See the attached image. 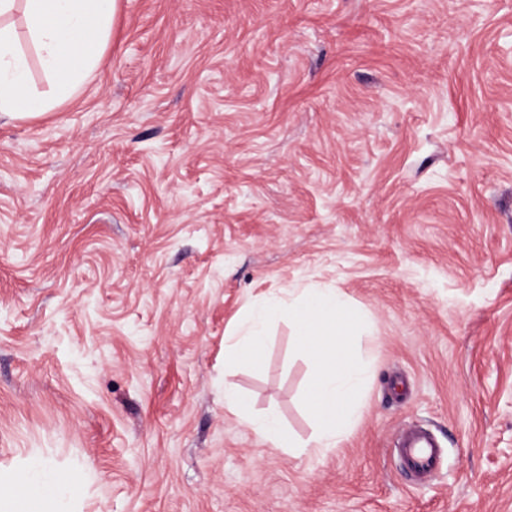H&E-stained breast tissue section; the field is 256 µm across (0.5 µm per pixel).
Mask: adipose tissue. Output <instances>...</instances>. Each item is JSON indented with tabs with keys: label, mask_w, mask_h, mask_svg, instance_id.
Wrapping results in <instances>:
<instances>
[{
	"label": "adipose tissue",
	"mask_w": 512,
	"mask_h": 512,
	"mask_svg": "<svg viewBox=\"0 0 512 512\" xmlns=\"http://www.w3.org/2000/svg\"><path fill=\"white\" fill-rule=\"evenodd\" d=\"M16 0H0V114L15 118L42 114L69 99L99 64L109 36L115 0H25L29 39L54 93L46 99L30 89L29 60L8 22ZM66 480L50 473L22 482L0 473V512H41Z\"/></svg>",
	"instance_id": "adipose-tissue-1"
}]
</instances>
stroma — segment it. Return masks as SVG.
I'll return each mask as SVG.
<instances>
[{
	"mask_svg": "<svg viewBox=\"0 0 512 512\" xmlns=\"http://www.w3.org/2000/svg\"><path fill=\"white\" fill-rule=\"evenodd\" d=\"M367 315L357 422L317 456L287 319ZM423 428L439 458L394 451ZM48 512H512V0H117L99 68L0 116V470Z\"/></svg>",
	"mask_w": 512,
	"mask_h": 512,
	"instance_id": "1",
	"label": "stroma"
}]
</instances>
